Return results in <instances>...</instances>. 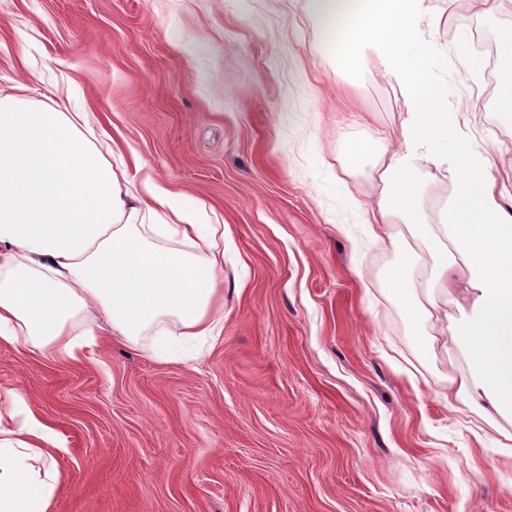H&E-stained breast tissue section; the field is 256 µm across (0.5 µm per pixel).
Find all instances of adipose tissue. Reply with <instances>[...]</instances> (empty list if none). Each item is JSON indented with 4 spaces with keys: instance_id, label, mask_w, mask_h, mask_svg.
<instances>
[{
    "instance_id": "adipose-tissue-1",
    "label": "adipose tissue",
    "mask_w": 512,
    "mask_h": 512,
    "mask_svg": "<svg viewBox=\"0 0 512 512\" xmlns=\"http://www.w3.org/2000/svg\"><path fill=\"white\" fill-rule=\"evenodd\" d=\"M336 52V67L373 57L409 104L397 135L351 141L345 164L374 161L381 186L367 208L376 243L396 245L392 225L417 242L388 274L421 323L429 350L454 348L465 370L448 375L449 411L467 406L490 426L512 421V213L500 203L491 159L457 129L429 60L441 21L430 0H307ZM83 112L0 94V341H27L75 360L98 336L139 345L162 336H219L217 262L224 227L193 223L164 190L130 189ZM447 171L456 191L439 224L421 215L420 174ZM191 239V252L170 249ZM429 271L424 290L408 273ZM458 305L459 316L448 313ZM25 397L0 387V512H50L60 491L57 433Z\"/></svg>"
}]
</instances>
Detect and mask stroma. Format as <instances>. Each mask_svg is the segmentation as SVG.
Listing matches in <instances>:
<instances>
[{"mask_svg": "<svg viewBox=\"0 0 512 512\" xmlns=\"http://www.w3.org/2000/svg\"><path fill=\"white\" fill-rule=\"evenodd\" d=\"M432 4L431 78L512 207V75L453 21L500 42L512 0ZM19 82L45 104L68 92L120 177L224 227L216 341L164 360L151 331L77 360L0 342V386L65 448L53 512H512V466L481 418L445 407L463 356L429 353L389 286L409 233L374 245L376 176L343 163L408 116L374 60L337 74L305 0H0V92Z\"/></svg>", "mask_w": 512, "mask_h": 512, "instance_id": "1", "label": "stroma"}]
</instances>
